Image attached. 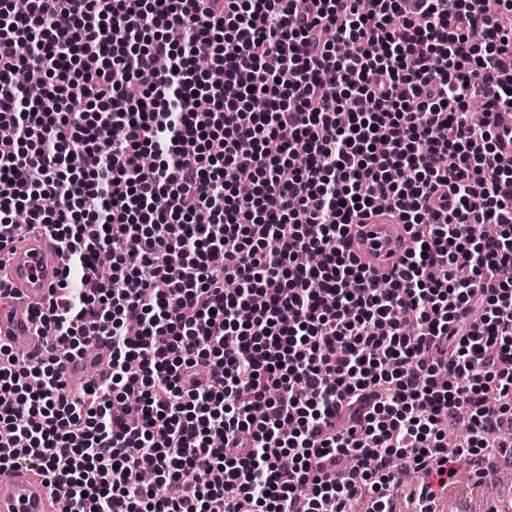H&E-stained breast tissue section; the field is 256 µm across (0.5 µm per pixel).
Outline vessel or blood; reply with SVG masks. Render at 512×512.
Segmentation results:
<instances>
[{"label": "vessel or blood", "instance_id": "1", "mask_svg": "<svg viewBox=\"0 0 512 512\" xmlns=\"http://www.w3.org/2000/svg\"><path fill=\"white\" fill-rule=\"evenodd\" d=\"M405 225L390 214L372 217L355 228L351 251L358 262L377 272L390 270L409 245ZM59 245L55 239L36 233L17 238L5 267L0 268V344L11 350L47 355L49 343H37L28 319L31 311L46 307L60 274ZM111 348L99 338L85 353L66 363V377H82L90 365L106 366ZM59 501L54 481L48 480L27 463L9 468L0 477V512H58Z\"/></svg>", "mask_w": 512, "mask_h": 512}]
</instances>
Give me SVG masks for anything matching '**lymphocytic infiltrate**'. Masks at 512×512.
Returning <instances> with one entry per match:
<instances>
[{
	"label": "lymphocytic infiltrate",
	"mask_w": 512,
	"mask_h": 512,
	"mask_svg": "<svg viewBox=\"0 0 512 512\" xmlns=\"http://www.w3.org/2000/svg\"><path fill=\"white\" fill-rule=\"evenodd\" d=\"M360 2L0 0V249L23 213L62 261L56 352L0 346V469L59 512H393L512 430V0ZM379 199L413 234L382 277L349 240ZM111 348L106 338L100 337L85 353L72 356L66 363V379L84 377L91 364L106 367L110 358Z\"/></svg>",
	"instance_id": "lymphocytic-infiltrate-1"
}]
</instances>
